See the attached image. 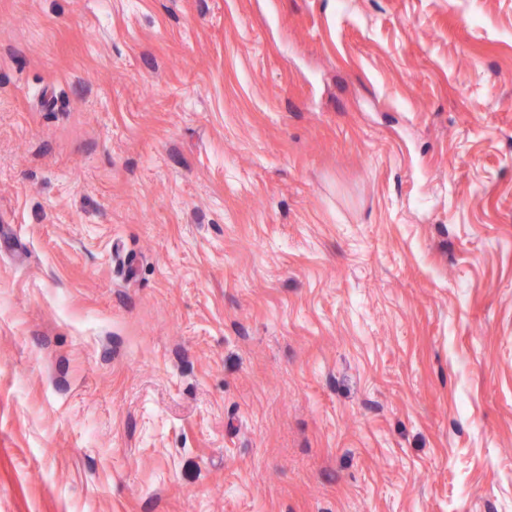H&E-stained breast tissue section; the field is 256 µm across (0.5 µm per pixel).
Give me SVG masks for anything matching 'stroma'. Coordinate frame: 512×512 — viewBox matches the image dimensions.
<instances>
[{
	"label": "stroma",
	"instance_id": "35a3bbf8",
	"mask_svg": "<svg viewBox=\"0 0 512 512\" xmlns=\"http://www.w3.org/2000/svg\"><path fill=\"white\" fill-rule=\"evenodd\" d=\"M0 512H512V0H0Z\"/></svg>",
	"mask_w": 512,
	"mask_h": 512
}]
</instances>
